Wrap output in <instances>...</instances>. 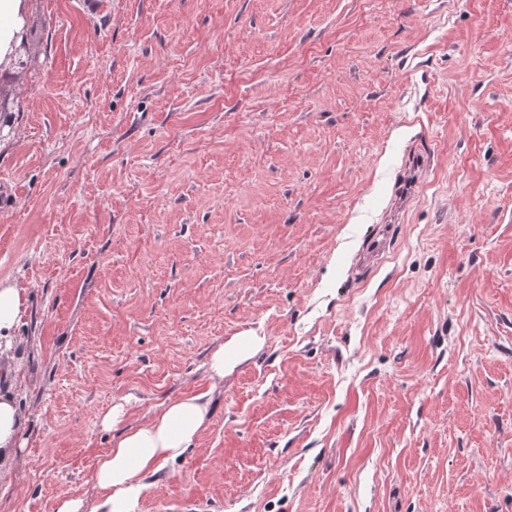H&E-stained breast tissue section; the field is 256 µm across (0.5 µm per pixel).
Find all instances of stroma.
Masks as SVG:
<instances>
[{
	"label": "stroma",
	"mask_w": 512,
	"mask_h": 512,
	"mask_svg": "<svg viewBox=\"0 0 512 512\" xmlns=\"http://www.w3.org/2000/svg\"><path fill=\"white\" fill-rule=\"evenodd\" d=\"M24 8L0 280L28 288L29 437L0 512L94 504L100 417L199 393L144 512H512V0ZM429 163V157L423 153L413 151L409 153L404 166L401 167L396 175L393 185V205L394 208L401 209L415 195V190L419 186ZM242 356V351L234 346L221 345L211 356L210 371L215 381H223L224 369L231 363L237 362Z\"/></svg>",
	"instance_id": "1"
}]
</instances>
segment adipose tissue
Returning <instances> with one entry per match:
<instances>
[{
  "instance_id": "ef3b65f1",
  "label": "adipose tissue",
  "mask_w": 512,
  "mask_h": 512,
  "mask_svg": "<svg viewBox=\"0 0 512 512\" xmlns=\"http://www.w3.org/2000/svg\"><path fill=\"white\" fill-rule=\"evenodd\" d=\"M27 314V290L14 281H0V457H13L28 442L27 419L13 394L17 370L12 363L17 332ZM210 401L199 394L170 401L145 423L123 428L124 404L117 403L100 419L113 431L109 451L97 462L94 506L84 498L65 497L55 512H142L146 479L191 448L204 425Z\"/></svg>"
}]
</instances>
